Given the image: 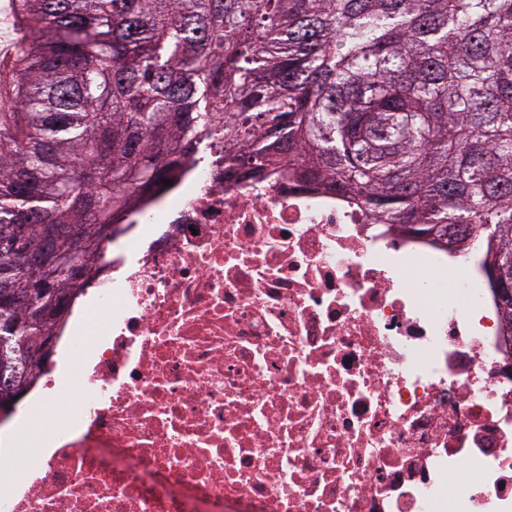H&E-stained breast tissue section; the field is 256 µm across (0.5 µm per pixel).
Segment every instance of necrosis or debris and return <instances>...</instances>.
<instances>
[{"instance_id": "1", "label": "necrosis or debris", "mask_w": 512, "mask_h": 512, "mask_svg": "<svg viewBox=\"0 0 512 512\" xmlns=\"http://www.w3.org/2000/svg\"><path fill=\"white\" fill-rule=\"evenodd\" d=\"M55 345L59 439L0 512H512V341L479 261L357 201L188 166Z\"/></svg>"}]
</instances>
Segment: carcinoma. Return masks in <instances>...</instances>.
Segmentation results:
<instances>
[{
    "label": "carcinoma",
    "instance_id": "carcinoma-1",
    "mask_svg": "<svg viewBox=\"0 0 512 512\" xmlns=\"http://www.w3.org/2000/svg\"><path fill=\"white\" fill-rule=\"evenodd\" d=\"M0 326L28 392L122 220L187 160L292 170L373 223L512 256V0H19ZM53 250L33 267L28 255Z\"/></svg>",
    "mask_w": 512,
    "mask_h": 512
}]
</instances>
